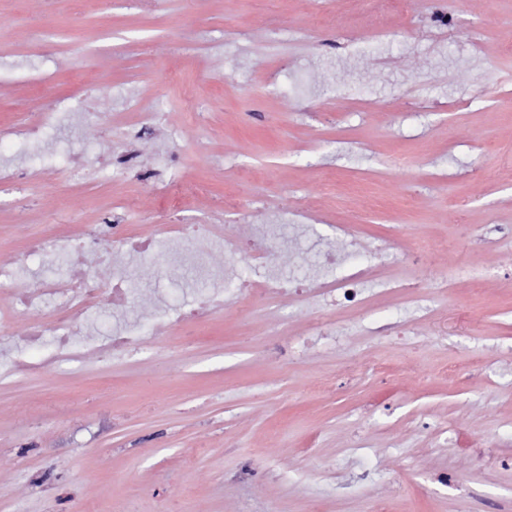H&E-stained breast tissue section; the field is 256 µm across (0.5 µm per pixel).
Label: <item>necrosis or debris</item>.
Returning <instances> with one entry per match:
<instances>
[{
	"label": "necrosis or debris",
	"mask_w": 512,
	"mask_h": 512,
	"mask_svg": "<svg viewBox=\"0 0 512 512\" xmlns=\"http://www.w3.org/2000/svg\"><path fill=\"white\" fill-rule=\"evenodd\" d=\"M70 100L61 99L46 111L31 115L21 126H1L0 142L5 140L29 142L52 128L61 114L72 111ZM98 244L97 260L109 265L129 255H143L152 251L156 240L143 239L128 229L113 225L108 229L93 228L90 237L58 236L32 241L10 263H0V381L11 375L46 370L62 360L78 361L93 353L107 358L142 343V332L134 325L113 327L109 335L92 336L87 332V316L99 306L122 311L128 303V290L121 278L102 279L85 258L87 240ZM224 250L230 255H243L247 263L263 271L255 280L239 281L233 297L242 310H249L255 300L275 301L290 298L301 305H311L331 298L353 306L362 305V285L371 275L367 264H351L335 250L324 255L325 263L337 265L341 274L335 282L325 283L311 279L298 281L276 274L277 250L268 236L255 231L248 239L228 237ZM69 258L71 272L64 279H35L26 276L31 256ZM23 323L24 332L14 336L15 323ZM50 343L47 361L34 364L24 352Z\"/></svg>",
	"instance_id": "necrosis-or-debris-1"
}]
</instances>
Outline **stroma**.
<instances>
[{"label":"stroma","instance_id":"1","mask_svg":"<svg viewBox=\"0 0 512 512\" xmlns=\"http://www.w3.org/2000/svg\"><path fill=\"white\" fill-rule=\"evenodd\" d=\"M440 8L0 0V126L80 94V125L49 130L31 161L79 151L89 171L0 191V260L89 224L148 233L170 142L193 188L177 221L281 225L289 276L335 280L331 248L377 272L363 308L228 299L172 330L156 309L250 276L246 262L168 241L125 257L126 308L89 325L142 322L145 343L0 386V512H471L473 484L512 500V0H457L444 27ZM101 80L110 95L89 93ZM132 96L162 124L134 173L100 178ZM385 278L448 290L412 335L375 337L370 320L416 315Z\"/></svg>","mask_w":512,"mask_h":512}]
</instances>
